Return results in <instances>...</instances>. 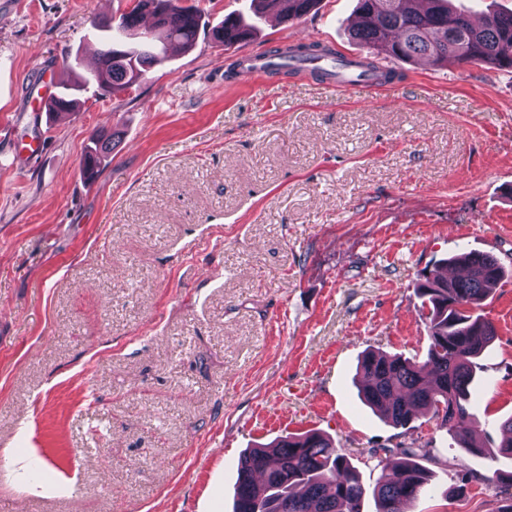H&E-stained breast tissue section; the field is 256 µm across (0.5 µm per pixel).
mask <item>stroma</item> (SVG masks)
Returning <instances> with one entry per match:
<instances>
[{
    "label": "stroma",
    "mask_w": 512,
    "mask_h": 512,
    "mask_svg": "<svg viewBox=\"0 0 512 512\" xmlns=\"http://www.w3.org/2000/svg\"><path fill=\"white\" fill-rule=\"evenodd\" d=\"M193 48L129 89L36 91L86 68L94 22L130 0H0V512H233L253 444L317 430L365 484L373 448H426L409 512H497L512 458L457 448L428 414L396 429L359 399L365 349L424 359L414 286L461 249L508 270L483 312L478 433L512 416V69L384 59L394 82L338 96L309 72L253 80L244 52L318 43L367 56L357 0L258 22L191 0ZM116 146L92 180V133ZM46 140L14 161L15 140ZM255 26L244 23L238 18H224L221 30L220 43L224 46L245 42L253 35Z\"/></svg>",
    "instance_id": "obj_1"
}]
</instances>
